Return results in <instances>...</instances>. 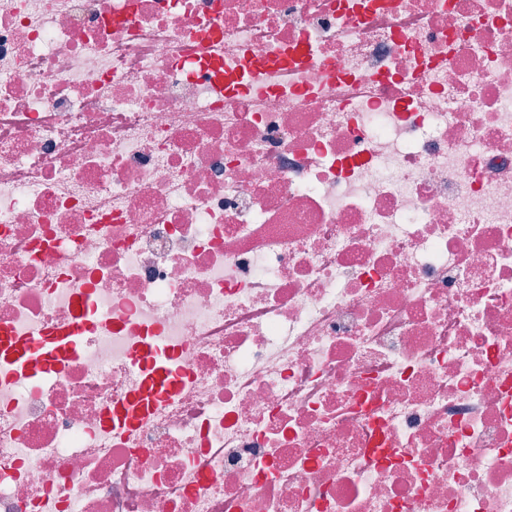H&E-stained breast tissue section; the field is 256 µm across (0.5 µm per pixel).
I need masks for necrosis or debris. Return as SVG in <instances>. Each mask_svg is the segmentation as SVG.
<instances>
[{
	"label": "necrosis or debris",
	"instance_id": "4bbe7bcc",
	"mask_svg": "<svg viewBox=\"0 0 512 512\" xmlns=\"http://www.w3.org/2000/svg\"><path fill=\"white\" fill-rule=\"evenodd\" d=\"M0 512H512V0H0ZM88 329L87 320L78 322L56 336L47 338L33 336L25 340L8 341L11 355L24 365L36 364L37 359L42 365H52L64 356L78 351L79 340Z\"/></svg>",
	"mask_w": 512,
	"mask_h": 512
}]
</instances>
